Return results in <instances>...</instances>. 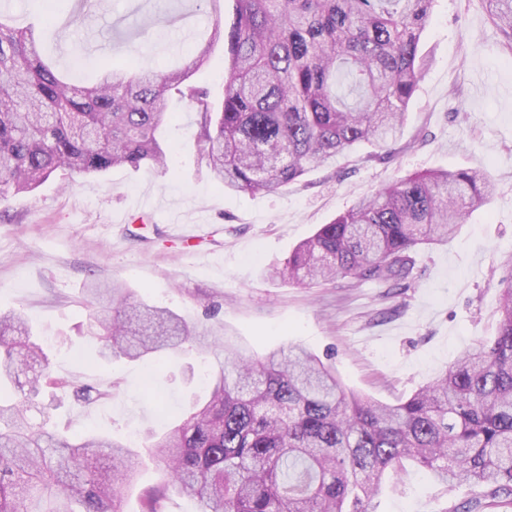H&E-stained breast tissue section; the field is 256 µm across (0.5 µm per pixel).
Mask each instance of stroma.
Instances as JSON below:
<instances>
[{
    "label": "stroma",
    "mask_w": 512,
    "mask_h": 512,
    "mask_svg": "<svg viewBox=\"0 0 512 512\" xmlns=\"http://www.w3.org/2000/svg\"><path fill=\"white\" fill-rule=\"evenodd\" d=\"M69 0L43 49L59 67L110 55L151 0H103L83 24ZM193 0H173L178 22L126 58L156 68L190 51L202 29ZM425 58L404 136L391 148L364 143L335 166L308 172L281 192H230L215 183L197 141L199 114L170 99L165 171L64 172L0 205V314L24 313L34 341L77 384L111 387L87 406L55 403L63 433L94 430L147 444L209 392L207 364L171 356L145 378L141 361L99 360L87 332V279L115 281L141 301L170 308L198 328L237 336L256 357L299 345L346 388L384 403L405 400L465 350L489 340L499 319L502 263L512 258V49L485 0H434L421 40ZM479 168L490 203L471 210L448 243L415 256L411 276L379 284L351 278L304 288L274 276L295 246L374 190L408 174ZM179 223L202 230L187 239ZM82 356L71 364L69 352ZM478 487L442 489L417 467L388 475L372 512H463Z\"/></svg>",
    "instance_id": "obj_1"
}]
</instances>
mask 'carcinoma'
I'll return each mask as SVG.
<instances>
[{
  "instance_id": "1",
  "label": "carcinoma",
  "mask_w": 512,
  "mask_h": 512,
  "mask_svg": "<svg viewBox=\"0 0 512 512\" xmlns=\"http://www.w3.org/2000/svg\"><path fill=\"white\" fill-rule=\"evenodd\" d=\"M432 2L234 0L228 27L199 4L209 37L181 66L157 71L108 57L85 84L45 63L35 27L15 29L0 12V203L59 170L166 167L159 132L173 89L196 106L202 158L234 192L277 193L361 143L395 142L423 66ZM487 2L512 48V0ZM175 22L159 6L151 29L159 36ZM217 41L229 72L218 106L191 82ZM493 190L479 169L407 175L321 225L278 275L308 285L406 279L413 252L448 242ZM501 284L496 336L391 405L346 389L303 348L257 359L227 335L205 344L178 313L90 283L99 358L160 364L197 346L214 365L209 399L150 445L167 481L144 490L142 512H165L171 492L194 498L197 512H371L385 472L406 461L445 487L465 482L512 500L511 260ZM20 348L32 359L24 381ZM47 389H72L87 405L112 397L110 387L59 373L22 314L0 315V512H123L120 488L139 454L94 431L63 435L45 409L33 429V398Z\"/></svg>"
}]
</instances>
